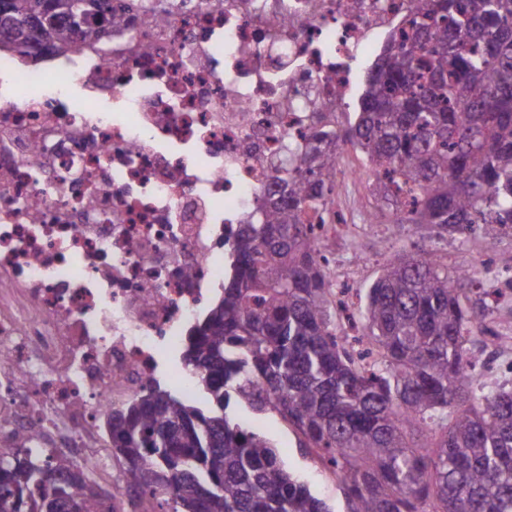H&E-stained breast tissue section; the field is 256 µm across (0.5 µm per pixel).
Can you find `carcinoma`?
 I'll use <instances>...</instances> for the list:
<instances>
[{"label": "carcinoma", "instance_id": "cac0c4a2", "mask_svg": "<svg viewBox=\"0 0 512 512\" xmlns=\"http://www.w3.org/2000/svg\"><path fill=\"white\" fill-rule=\"evenodd\" d=\"M0 0V46L72 55L112 31L103 0ZM411 35L374 62L353 119L288 144L278 194L239 225L224 291L188 331L182 360L209 395L203 410L161 388L112 410V452L140 501L170 512H330L273 445L227 414L231 400L279 413L336 471L347 512H512V388L476 392L467 343L484 300L434 252L404 253L367 289L363 356L336 325L334 288L312 225L350 146L388 182L370 222L512 237V0H417ZM439 431L430 450L415 434ZM0 512H107L105 488L63 456L0 454ZM50 492L38 497L35 490Z\"/></svg>", "mask_w": 512, "mask_h": 512}]
</instances>
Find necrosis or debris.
Masks as SVG:
<instances>
[{
    "label": "necrosis or debris",
    "mask_w": 512,
    "mask_h": 512,
    "mask_svg": "<svg viewBox=\"0 0 512 512\" xmlns=\"http://www.w3.org/2000/svg\"><path fill=\"white\" fill-rule=\"evenodd\" d=\"M416 0H112L119 29L0 54V451L100 474L99 419L161 379L224 286L285 143L349 119Z\"/></svg>",
    "instance_id": "4bbe7bcc"
}]
</instances>
